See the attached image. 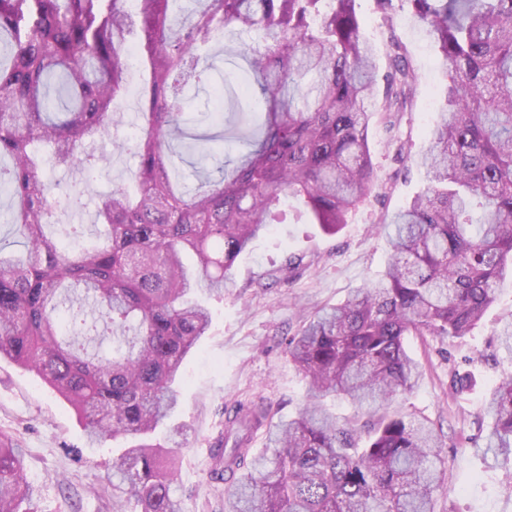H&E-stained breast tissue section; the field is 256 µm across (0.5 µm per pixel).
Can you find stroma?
<instances>
[{
    "mask_svg": "<svg viewBox=\"0 0 512 512\" xmlns=\"http://www.w3.org/2000/svg\"><path fill=\"white\" fill-rule=\"evenodd\" d=\"M395 31L418 77L411 112L393 144L386 116L374 113L369 129L377 178L366 202L343 229L328 235L315 224L296 221V203L285 205L284 223L255 240L235 263V280L224 297L210 301L212 322L180 369L182 405L173 419L182 429L176 449L181 512H224V485L212 480V448L224 434L228 409L241 402L271 404L276 418L295 416L307 382L284 350L304 317L345 299L351 289L384 271L389 244L381 231L383 215L397 211L427 185L418 164L444 103L445 67L423 27L408 10L397 9ZM144 87L131 67L119 104L123 123L116 137L89 145L102 166L87 177L73 168L46 170L64 189L78 191V203L64 223L92 224L97 193L130 178L136 159L117 151L114 140H129ZM512 315V276L498 285L495 304L468 336H409L408 353L423 375L412 393L393 398L390 412L425 419L440 430L448 485L438 492L436 512H512V468L482 454L492 419L485 402L499 379L512 374V354L501 344V318ZM472 383L458 388L456 380ZM21 448L32 512H114L107 471L124 440L89 445L70 405L34 372L0 359V435Z\"/></svg>",
    "mask_w": 512,
    "mask_h": 512,
    "instance_id": "1",
    "label": "stroma"
}]
</instances>
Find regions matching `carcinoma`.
<instances>
[{
	"label": "carcinoma",
	"mask_w": 512,
	"mask_h": 512,
	"mask_svg": "<svg viewBox=\"0 0 512 512\" xmlns=\"http://www.w3.org/2000/svg\"><path fill=\"white\" fill-rule=\"evenodd\" d=\"M175 0H0V191L23 251L0 244V358L35 372L77 412L90 441L140 438L107 475L116 512H181L168 451L149 436L179 405L176 378L210 326L200 288L224 296L237 258L283 223L280 199L301 200L310 223L336 234L374 178L369 126L381 111H412L418 77L396 39L379 75L357 0H197L178 21ZM447 68L445 107L419 164L428 185L385 216L390 259L381 276L306 318L287 343L308 379L300 412L272 422L263 402L224 424L210 477L227 512H435L445 488L435 429L400 415L340 422L320 404L340 397L377 411L412 392L421 366L404 337L461 338L496 300L512 264V0H406ZM261 32L230 94L203 49L225 30ZM138 44L147 75L132 138L133 187L98 194L97 238L66 248L52 230L73 200L51 191L53 162L93 172L87 142L121 121ZM215 91L219 123L238 133V157L194 191L173 167L224 135L181 126L184 90ZM484 455L512 460V375L491 391ZM265 430L270 454L251 455ZM30 498L24 460L0 436V512Z\"/></svg>",
	"instance_id": "carcinoma-1"
}]
</instances>
